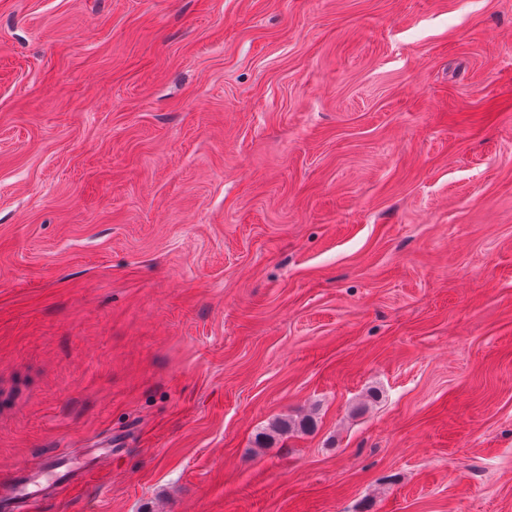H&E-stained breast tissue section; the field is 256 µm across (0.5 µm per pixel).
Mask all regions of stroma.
<instances>
[{
	"label": "stroma",
	"mask_w": 512,
	"mask_h": 512,
	"mask_svg": "<svg viewBox=\"0 0 512 512\" xmlns=\"http://www.w3.org/2000/svg\"><path fill=\"white\" fill-rule=\"evenodd\" d=\"M109 440L35 512H512V0H0V486Z\"/></svg>",
	"instance_id": "35a3bbf8"
}]
</instances>
